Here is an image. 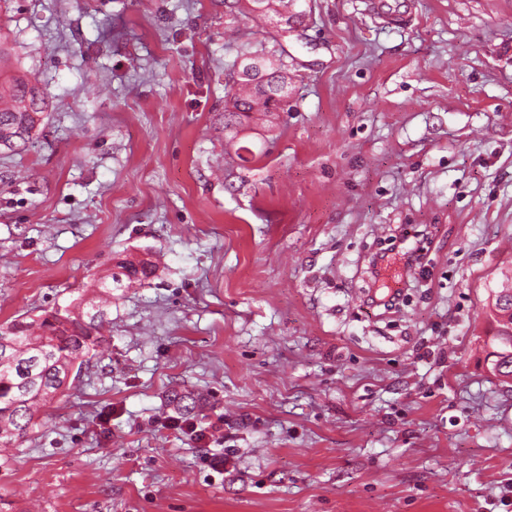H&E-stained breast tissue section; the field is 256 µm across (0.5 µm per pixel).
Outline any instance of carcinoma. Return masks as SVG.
I'll return each mask as SVG.
<instances>
[{"label": "carcinoma", "mask_w": 512, "mask_h": 512, "mask_svg": "<svg viewBox=\"0 0 512 512\" xmlns=\"http://www.w3.org/2000/svg\"><path fill=\"white\" fill-rule=\"evenodd\" d=\"M245 13L270 25L272 41L283 38L278 23L297 19L288 14V0H246ZM248 67L233 81L228 94L231 109L224 114V134L238 136V128L255 116L269 117L288 110V64L284 55L272 59L256 52L244 58ZM46 101L24 74L0 84V148H23L40 125ZM150 259L125 257L115 271L101 278L103 300H85L72 307L56 308L38 322L13 320L0 324V446L24 437L34 425L35 414L66 386L68 373L78 360L102 345L98 336L103 316L100 304L112 300V288H135L154 276ZM498 375L512 380V287L492 291L489 302Z\"/></svg>", "instance_id": "1"}]
</instances>
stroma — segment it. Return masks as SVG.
<instances>
[{
  "label": "stroma",
  "instance_id": "obj_1",
  "mask_svg": "<svg viewBox=\"0 0 512 512\" xmlns=\"http://www.w3.org/2000/svg\"><path fill=\"white\" fill-rule=\"evenodd\" d=\"M290 108L224 148V0H0L48 101L0 150V323L116 254L155 277L0 452V512H512V386L488 291L512 271V0H297ZM429 225L425 276L369 307L370 256ZM214 447L164 428L176 391ZM224 453L212 471L211 450Z\"/></svg>",
  "mask_w": 512,
  "mask_h": 512
}]
</instances>
